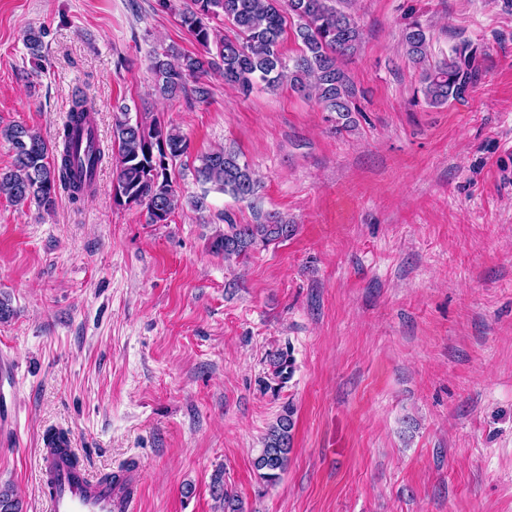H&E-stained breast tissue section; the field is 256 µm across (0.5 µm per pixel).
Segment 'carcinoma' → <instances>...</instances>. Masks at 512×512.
I'll return each instance as SVG.
<instances>
[{
    "instance_id": "obj_1",
    "label": "carcinoma",
    "mask_w": 512,
    "mask_h": 512,
    "mask_svg": "<svg viewBox=\"0 0 512 512\" xmlns=\"http://www.w3.org/2000/svg\"><path fill=\"white\" fill-rule=\"evenodd\" d=\"M179 16L202 51L185 53L169 45L150 54L149 69L159 95H189L204 101L210 95L205 77L218 71L224 83L244 95L258 83L274 91L287 80L295 91L315 95L326 111L349 119L355 88L344 61L357 49L361 32L354 18L337 7V0H186ZM221 17L235 35L218 40L213 22ZM289 18L296 20L294 36L300 42V54L290 66L281 53ZM44 35V30L34 28L25 33V46L36 61L45 59ZM403 44L412 62H425L429 36L419 22L405 28ZM477 53V47L464 41L455 46L454 55L422 71V93L428 105L440 107L471 91L479 79ZM93 112L86 94L77 88L55 142L22 125L0 129V137L14 151L13 168L0 172V195L15 203L33 202L49 213L61 190L74 203L94 193L95 169L110 162L117 182L114 202L145 210L149 224L168 223L181 204L169 162L187 153L186 138L158 115L143 113L134 118L128 106L119 105L113 115L111 147L98 142L81 156L80 139L94 135ZM196 161L194 176L201 185L237 201L255 196L258 180L235 152L214 150ZM223 221L224 231L214 237L211 248L226 260L245 257L256 247L286 240L294 232V225L277 213L260 216L254 224H239L226 212ZM293 427L292 415H283L264 438L254 466L268 483L276 482L287 465ZM0 512H21L20 500L8 485H0Z\"/></svg>"
}]
</instances>
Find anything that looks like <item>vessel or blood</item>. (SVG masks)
I'll return each mask as SVG.
<instances>
[{"mask_svg": "<svg viewBox=\"0 0 512 512\" xmlns=\"http://www.w3.org/2000/svg\"><path fill=\"white\" fill-rule=\"evenodd\" d=\"M38 466L47 512H131L141 484L136 470L111 482L100 481L87 468L72 467L66 450H42Z\"/></svg>", "mask_w": 512, "mask_h": 512, "instance_id": "obj_1", "label": "vessel or blood"}]
</instances>
